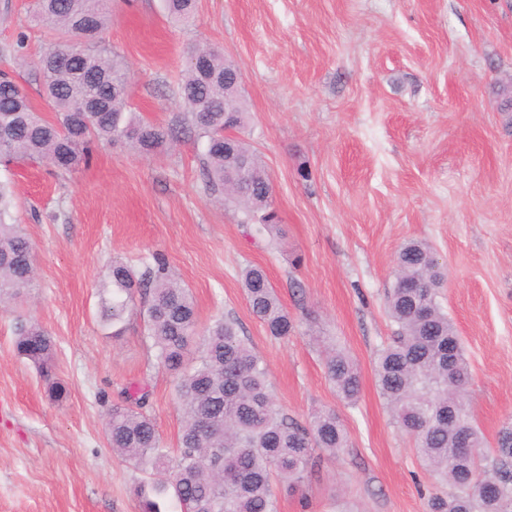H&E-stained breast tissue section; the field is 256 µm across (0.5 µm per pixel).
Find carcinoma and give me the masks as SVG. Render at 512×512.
Segmentation results:
<instances>
[{"instance_id": "carcinoma-1", "label": "carcinoma", "mask_w": 512, "mask_h": 512, "mask_svg": "<svg viewBox=\"0 0 512 512\" xmlns=\"http://www.w3.org/2000/svg\"><path fill=\"white\" fill-rule=\"evenodd\" d=\"M169 12L185 20L195 0H168ZM106 0H37L35 17L66 39L50 45L38 68L55 118L30 103L13 72L0 70V160L47 162L59 170L87 164L95 142H121L141 154L165 149L175 138L130 110L128 68L118 55L92 48L107 23ZM202 68L186 67L178 94L192 125L204 138L206 185L236 203L244 223L267 232L276 224L273 189L250 146L230 145L245 168L224 164V111L231 127L245 126L247 110L239 90L224 82V56L208 46ZM12 190L0 181V303L25 297L35 281L34 249L21 225L11 222ZM442 275L424 242L402 246L386 309L396 324L392 342L378 356L379 391L397 428L414 440L421 465L450 486L428 499V512H512V426L497 439L499 466L478 470L484 437L465 401L469 365L459 336L437 301ZM112 297L101 316L112 337L124 331L135 296L143 300L144 333L157 363L180 373L176 398L182 413L177 448H167L145 411L149 394L126 391L112 405L106 423L112 451L161 476L158 493L173 490L182 512H276V484L299 486L314 450L336 455L348 435L331 410L302 426L286 417L267 383V369L231 319H216L198 331L189 289L163 257L151 256L143 271L119 261L108 274ZM254 316L269 335L286 338L296 329L259 266L242 271ZM16 353L32 361L49 397L60 402L66 386L56 377L54 343L34 321L16 324ZM326 369L337 394L357 401V364L336 347L326 348Z\"/></svg>"}]
</instances>
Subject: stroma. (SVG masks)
Listing matches in <instances>:
<instances>
[{
	"label": "stroma",
	"mask_w": 512,
	"mask_h": 512,
	"mask_svg": "<svg viewBox=\"0 0 512 512\" xmlns=\"http://www.w3.org/2000/svg\"><path fill=\"white\" fill-rule=\"evenodd\" d=\"M34 10L0 0V66L51 118L34 62L59 34ZM100 44L128 66L132 111L166 128L186 126L176 90L193 48L236 64L248 110L238 135L266 167L279 221L260 234L217 202L192 128L161 154L99 143L89 165L67 171L0 164L37 269L29 302L0 308V512H142L151 479L113 454L105 419L122 391L145 387L175 447L178 376L156 364L139 311L115 340L99 307L113 260L139 270L154 253L190 288L199 327L238 323L283 414L306 423L331 409L347 429L348 447L315 452L300 487L278 486V512H427L441 486L393 424L374 367L394 332L395 254L425 241L447 269L439 301L487 445L512 422V112L500 108L512 88V0H196L186 23L165 0H109ZM249 265L295 320L290 337L253 316ZM21 319L53 338L65 400H50L16 354ZM324 337L358 365L356 403L328 380Z\"/></svg>",
	"instance_id": "1"
}]
</instances>
